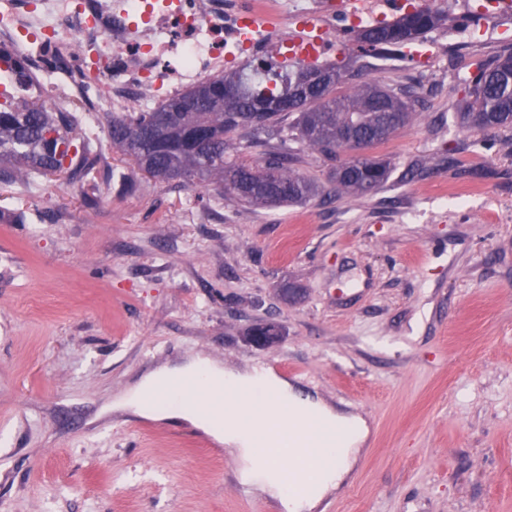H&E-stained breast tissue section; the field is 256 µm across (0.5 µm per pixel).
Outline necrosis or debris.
I'll return each mask as SVG.
<instances>
[{
	"mask_svg": "<svg viewBox=\"0 0 512 512\" xmlns=\"http://www.w3.org/2000/svg\"><path fill=\"white\" fill-rule=\"evenodd\" d=\"M391 10L390 0H172L161 11L150 0H41L34 9L0 0V17L38 32L62 63L74 43L92 48L100 100L83 123L93 132L105 114L154 109L157 85L191 86L240 54L280 64L281 17L300 26L328 14L367 26Z\"/></svg>",
	"mask_w": 512,
	"mask_h": 512,
	"instance_id": "1",
	"label": "necrosis or debris"
}]
</instances>
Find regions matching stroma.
<instances>
[{"instance_id":"35a3bbf8","label":"stroma","mask_w":512,"mask_h":512,"mask_svg":"<svg viewBox=\"0 0 512 512\" xmlns=\"http://www.w3.org/2000/svg\"><path fill=\"white\" fill-rule=\"evenodd\" d=\"M512 49V16L427 34L369 66L349 33L340 94L413 91L409 125L372 147L391 176L335 193L332 161L295 164L327 197L256 209L183 188L107 150L102 174L0 182V512H283L189 424L116 407L144 375L203 354L278 371L371 424L348 485L317 512H512V127L455 118L462 77ZM240 129L232 162L287 141ZM272 320L279 342L247 331Z\"/></svg>"}]
</instances>
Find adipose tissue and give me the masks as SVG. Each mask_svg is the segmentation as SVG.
<instances>
[{"mask_svg": "<svg viewBox=\"0 0 512 512\" xmlns=\"http://www.w3.org/2000/svg\"><path fill=\"white\" fill-rule=\"evenodd\" d=\"M196 375L232 389L223 415L173 401L162 408H145V393L171 379ZM119 404L155 420L180 418L228 446L239 461L241 482L277 499L285 512H312L337 490L354 470L369 434L362 416L339 411L323 401L301 399L290 381L263 368L228 371L200 356L178 367L151 372L121 397ZM313 419L342 432L336 461L327 468L302 453L308 439L307 424Z\"/></svg>", "mask_w": 512, "mask_h": 512, "instance_id": "obj_1", "label": "adipose tissue"}]
</instances>
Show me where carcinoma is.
Segmentation results:
<instances>
[{
	"instance_id": "carcinoma-1",
	"label": "carcinoma",
	"mask_w": 512,
	"mask_h": 512,
	"mask_svg": "<svg viewBox=\"0 0 512 512\" xmlns=\"http://www.w3.org/2000/svg\"><path fill=\"white\" fill-rule=\"evenodd\" d=\"M443 14L415 8L392 23L358 33L361 50L376 57H399L407 45L436 29ZM0 176L24 183L33 173L66 171L74 179L102 162L80 123L68 112L47 109L28 61L0 43ZM344 72L333 64L293 62L288 69L222 72L178 92L151 112L112 117L110 146L135 159L161 181L189 185L216 183L222 192L254 208L306 202L319 187L293 168L294 151L273 149L253 164L227 161V135L238 129L270 131L295 115L289 140L336 162V191L353 198L377 193L389 180L387 161L359 154L337 161L354 144L366 149L385 142L412 119L408 98L363 81L336 96ZM466 95L456 119L464 128L512 127V51L477 65L464 79ZM206 133L205 143L197 140Z\"/></svg>"
}]
</instances>
